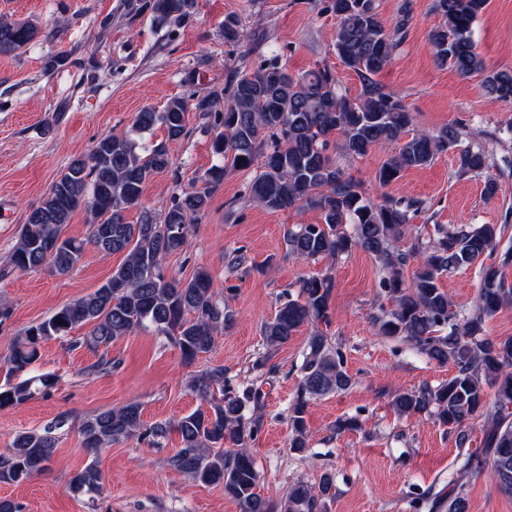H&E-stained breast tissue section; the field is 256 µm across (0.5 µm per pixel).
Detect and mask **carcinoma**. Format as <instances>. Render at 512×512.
<instances>
[{
    "label": "carcinoma",
    "instance_id": "carcinoma-1",
    "mask_svg": "<svg viewBox=\"0 0 512 512\" xmlns=\"http://www.w3.org/2000/svg\"><path fill=\"white\" fill-rule=\"evenodd\" d=\"M486 4L433 0L440 21L429 39L439 66L464 78L480 75L490 101L512 102V71L486 70L476 52L473 27ZM195 5L196 0H139L136 10L179 23L193 15ZM329 9L337 20L336 56L357 75V97L341 90L328 67L296 76L273 54L253 71L236 74L223 97H203L193 104L175 97L160 110L142 109L130 130L99 138L54 181L18 230L9 256L11 269L48 267L66 274L88 244L105 256L123 253L125 258L100 287L15 336L0 385V410L51 392L56 378L34 368L39 348L68 338L77 327H88L78 344L90 350L143 330L168 339L187 365L211 351L217 335L234 323L224 288L202 268L184 282L172 280L163 259L187 248L193 225L224 175L255 167L259 173L247 190L259 205L270 211L312 210L320 215L319 224L287 229L286 254L309 262L335 260L354 249L370 253L382 271V294L393 302L389 310L379 306L373 316L379 335L406 344L430 361L453 365L447 381L399 393L392 407L401 417H431L453 435L458 453L448 480L455 492L448 498V512H466L463 479L470 473L486 468L503 492L512 493V336L492 338L486 331L491 318L512 306V281L505 275L512 266V249L498 250L502 224H437L433 235L400 248L403 226L421 202L390 196L369 199L361 184L328 154L334 137L348 157H362L375 146L387 149L376 179L388 185L404 171L455 150L460 139L456 127L435 135L414 130L412 113L377 80L408 30V0L390 29L376 0H330ZM35 35L31 25L1 18L0 55L16 53ZM192 108L207 119L206 133L219 163L206 171L200 185L174 195L163 219L145 209L138 223H127L124 212L139 202L144 184L170 167L169 144L186 137V114ZM157 127L166 138L139 147L136 137ZM455 158L461 174H481L487 168V156L479 148L456 150ZM79 208L89 216L85 240L65 234ZM348 224L350 231L345 229ZM468 266L478 268L479 288L472 306L458 310L440 281L448 272ZM333 288L327 274L302 279L297 296L288 297L262 326L265 344L273 351L288 344L301 327H314L288 405L289 447L298 453L308 444L311 400L352 384L342 346L318 329V324L329 322ZM188 387L200 405L174 420L148 427L137 402L82 420L79 434L93 460L71 476L70 489L91 498L101 492L94 460L100 449L131 439L158 445L174 431L181 448L170 463L198 483L223 486L238 512H326L327 501L336 495V476L329 470L314 484H293L276 503L257 492L260 474L249 443L264 424L262 387L252 381L230 385L222 365L191 376ZM478 423L477 440L473 426ZM67 425L69 416L62 414L40 430L16 434L0 453V483L23 484L44 472L58 434ZM474 443L478 448H472Z\"/></svg>",
    "mask_w": 512,
    "mask_h": 512
}]
</instances>
